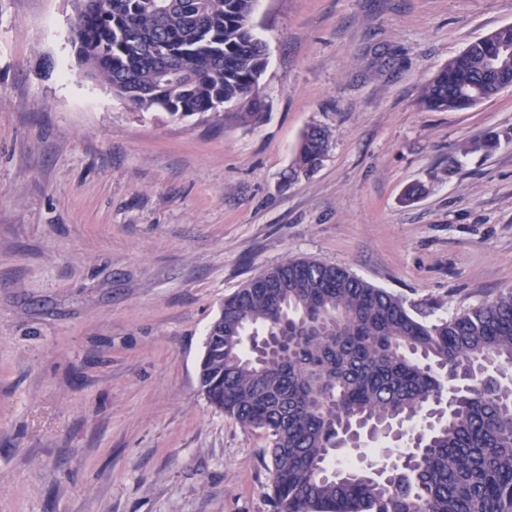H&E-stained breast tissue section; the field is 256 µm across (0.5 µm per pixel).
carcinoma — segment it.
<instances>
[{
  "label": "carcinoma",
  "instance_id": "carcinoma-1",
  "mask_svg": "<svg viewBox=\"0 0 512 512\" xmlns=\"http://www.w3.org/2000/svg\"><path fill=\"white\" fill-rule=\"evenodd\" d=\"M112 0V12L73 0L74 45L87 75L141 111L182 118L245 100L266 67V44L247 27L254 0ZM163 42L164 84L152 56ZM512 25L471 42L439 67L423 104L463 111L512 81ZM497 56L498 71L488 70ZM329 132L302 134L291 175L322 164ZM288 276L277 306L262 288L224 299L208 328L200 389L217 410L260 431L262 459L278 512H512V290L448 317L426 321L404 301L348 270L289 259L267 271ZM288 337V359L254 357L249 334ZM469 373L452 415L423 430L422 452L384 466L342 465L343 428L416 421L446 396L448 378Z\"/></svg>",
  "mask_w": 512,
  "mask_h": 512
}]
</instances>
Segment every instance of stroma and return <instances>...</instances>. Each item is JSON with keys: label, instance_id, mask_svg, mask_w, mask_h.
<instances>
[{"label": "stroma", "instance_id": "obj_1", "mask_svg": "<svg viewBox=\"0 0 512 512\" xmlns=\"http://www.w3.org/2000/svg\"><path fill=\"white\" fill-rule=\"evenodd\" d=\"M73 13L0 0V512H277L265 438L199 390L206 330L291 258L429 320L512 289V89L421 104L512 0H261L250 125L134 109L84 75ZM312 125L329 153L290 178Z\"/></svg>", "mask_w": 512, "mask_h": 512}]
</instances>
